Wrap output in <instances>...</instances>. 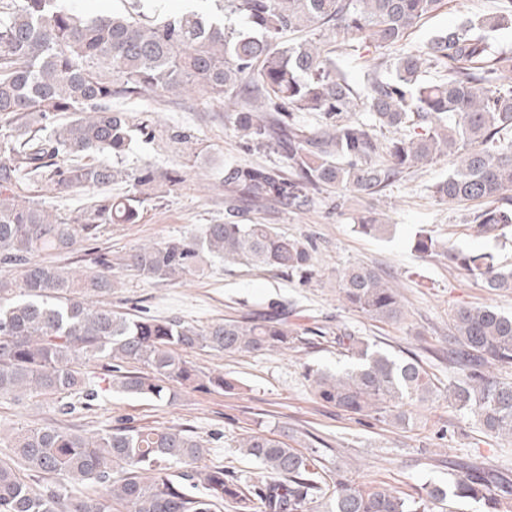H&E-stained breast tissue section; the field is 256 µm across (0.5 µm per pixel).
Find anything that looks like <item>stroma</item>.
Wrapping results in <instances>:
<instances>
[{"label": "stroma", "mask_w": 512, "mask_h": 512, "mask_svg": "<svg viewBox=\"0 0 512 512\" xmlns=\"http://www.w3.org/2000/svg\"><path fill=\"white\" fill-rule=\"evenodd\" d=\"M497 7L498 0H444L409 40L420 43ZM115 106L163 128L185 129L195 145L188 150L161 139L136 146L117 161V169L125 173L148 165L161 172L177 171L182 180L174 186L158 184L138 223L108 225L97 240L62 255L61 263L74 268L88 266L90 258L100 253L118 260L141 246L189 239L200 235L205 225L227 222L231 204L224 195L225 166L269 165L278 160L272 150L247 149L223 103L206 101L194 87L166 96L119 100ZM450 167L446 158L423 166L373 198L330 189L305 211L287 212L267 204L240 212L239 223L270 224L279 233L313 246V273L303 282L216 260L203 272L165 282L119 271L120 286L110 298L117 312L177 316L204 325L284 300L293 310V322L322 328L324 334L296 349L235 355L209 348L189 352L187 358L197 369L236 380V390L206 392L181 386L171 402L113 393L91 410L73 415L71 424L93 431L128 418L138 426L188 428L207 447L206 463L254 475L259 474V466L240 454L238 443L246 434L262 432L303 452H318L328 473L340 471L361 483L384 481L405 489L442 485L462 463L495 470L512 481V442L486 436L469 415L449 404L447 394H440L428 407L413 409L404 427L346 414L319 400L305 378L310 365L332 370L348 365L334 334L345 327L395 355H418L445 383L455 375L448 363V338L456 308L489 305L512 314V289L484 288L454 269L442 252L450 245L488 253L497 266L512 267V228L477 234L467 222L465 207L448 206L432 195L431 186L444 179ZM366 210L393 226L390 237L357 232L358 219ZM421 228L438 242V250L415 251L413 237ZM352 263L374 267L396 284L406 308L403 323H378L344 306L336 276ZM55 406L49 396L0 398V432L53 422Z\"/></svg>", "instance_id": "stroma-1"}]
</instances>
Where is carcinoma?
<instances>
[{
	"mask_svg": "<svg viewBox=\"0 0 512 512\" xmlns=\"http://www.w3.org/2000/svg\"><path fill=\"white\" fill-rule=\"evenodd\" d=\"M174 14L138 7L85 16L60 0H0V397L58 399V416L88 409L104 393L156 401L174 385L235 389L222 374L205 375L182 357L196 348L226 354L298 348L326 335L289 321L288 303L241 319L195 325L180 317H128L97 299L112 293V259L99 254L85 269L54 257L97 239L108 224H136L153 186H174L175 172L139 170L136 192L94 198L74 218L53 214L19 195L20 186L62 191L112 184L110 158L159 134L112 101L174 94L195 86L207 99L236 105L235 128L247 148H271L273 165L224 167L232 202L288 209L311 206L327 188L374 196L420 167L448 156L453 169L432 186L450 205L475 206L477 232L512 225V53L495 50L492 33L512 28V0L466 20L421 46L409 31L443 0H189ZM305 33L290 41L286 36ZM382 51L356 88L339 64L361 43ZM363 105L366 117H353ZM319 117L309 126L299 119ZM391 136L380 139L378 132ZM366 236L390 225L371 215L356 224ZM275 269L304 280L313 249L270 224H208L193 240L144 245L121 267L158 280L201 270L204 259ZM448 261L484 287L512 288V269L484 253L448 250ZM342 302L377 322H399L398 288L364 265L337 279ZM448 362L449 403L498 438L512 439V382L487 370L512 364V315L491 306L460 307ZM336 345L354 363L331 371L306 368L315 395L342 411L408 422L407 407L441 392L417 357L401 358L356 332L336 329ZM89 366L100 372L86 371ZM0 446V512H436L481 501L502 512L512 484L489 469L463 467L448 487L401 490L355 484L262 433L242 438L240 453L264 474L247 478L220 463L199 466L207 448L185 430L138 427L126 420L85 432L37 424Z\"/></svg>",
	"mask_w": 512,
	"mask_h": 512,
	"instance_id": "cac0c4a2",
	"label": "carcinoma"
}]
</instances>
